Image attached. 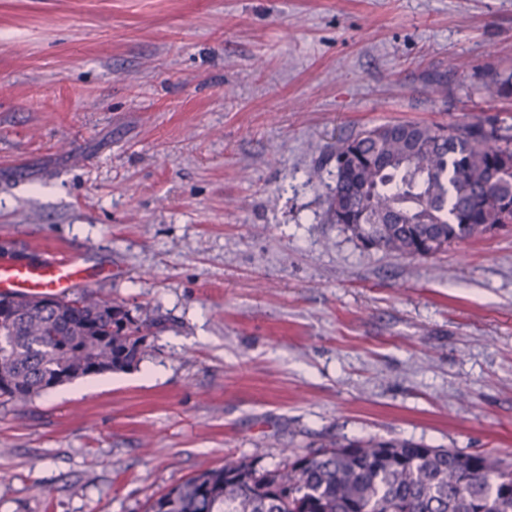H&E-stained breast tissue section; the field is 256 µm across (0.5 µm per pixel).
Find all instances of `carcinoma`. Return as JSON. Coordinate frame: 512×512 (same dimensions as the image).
I'll use <instances>...</instances> for the list:
<instances>
[{
    "label": "carcinoma",
    "instance_id": "1",
    "mask_svg": "<svg viewBox=\"0 0 512 512\" xmlns=\"http://www.w3.org/2000/svg\"><path fill=\"white\" fill-rule=\"evenodd\" d=\"M487 87L512 98V73ZM328 218L367 249L429 257L512 224V134L489 122L447 128L394 121L336 146ZM0 397L24 406L80 376L125 371L152 322L84 292L0 297ZM148 512H512V466L491 454L412 440H356L272 469L240 460L152 499Z\"/></svg>",
    "mask_w": 512,
    "mask_h": 512
}]
</instances>
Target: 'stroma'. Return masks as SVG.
Masks as SVG:
<instances>
[{
  "mask_svg": "<svg viewBox=\"0 0 512 512\" xmlns=\"http://www.w3.org/2000/svg\"><path fill=\"white\" fill-rule=\"evenodd\" d=\"M510 67L512 0H0V244L154 322L136 368L0 403V512L355 439L512 461V224L396 258L327 216L337 139L512 126Z\"/></svg>",
  "mask_w": 512,
  "mask_h": 512,
  "instance_id": "35a3bbf8",
  "label": "stroma"
}]
</instances>
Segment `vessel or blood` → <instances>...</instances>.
Listing matches in <instances>:
<instances>
[{
	"instance_id": "obj_1",
	"label": "vessel or blood",
	"mask_w": 512,
	"mask_h": 512,
	"mask_svg": "<svg viewBox=\"0 0 512 512\" xmlns=\"http://www.w3.org/2000/svg\"><path fill=\"white\" fill-rule=\"evenodd\" d=\"M96 277V271L48 249L33 263L1 262L0 296L26 298L45 293L66 298Z\"/></svg>"
}]
</instances>
